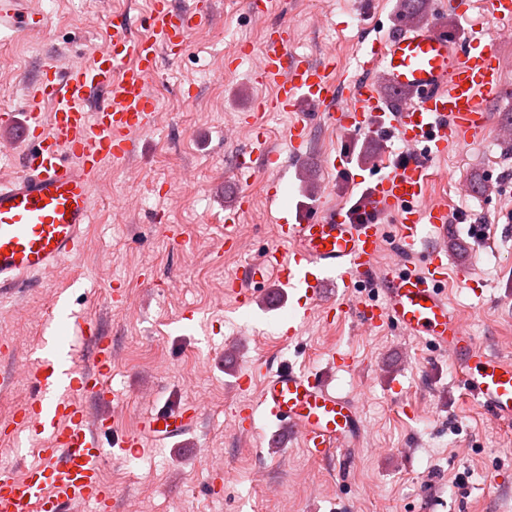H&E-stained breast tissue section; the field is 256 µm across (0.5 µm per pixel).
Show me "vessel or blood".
<instances>
[{
    "mask_svg": "<svg viewBox=\"0 0 512 512\" xmlns=\"http://www.w3.org/2000/svg\"><path fill=\"white\" fill-rule=\"evenodd\" d=\"M30 0H0V37L44 30L48 18ZM209 0H152L149 32L133 35L128 24H113L108 41L92 61L69 58L44 64L30 85L23 122L0 115V125H18L16 141L26 143L23 170L0 182V296L18 291L32 276L55 270L73 257L91 221V177L105 162L120 163L134 152L139 134L151 129L156 101L145 89L162 59L179 57L193 31L209 22ZM292 32L279 25L269 32L255 58L253 77L273 85L271 107L297 113L288 129L292 158H300L312 126L299 115L301 102L321 106L333 127L367 126L369 116L385 113L412 156L370 189V209L396 224L399 258L378 267L383 227L345 205L281 219L275 245L241 266L231 281L239 303L264 297L277 308L289 290L297 315L289 340L303 332V322L318 309L344 310V302L322 306L324 288L353 292L359 285L379 287L381 302L359 308L365 329L382 323L444 349L462 367L466 392L493 421H512V358L478 347L463 323L451 314L446 297L448 269L439 251L418 252L427 239L448 235V213L428 202L427 160L441 157L449 145L465 146L491 129L488 105L502 93L501 61L492 37L471 23L451 37L423 22L404 27L362 56L370 77L344 91L330 76L331 62H312L293 53ZM393 89L380 96L373 74ZM355 103L343 105L345 93ZM91 345L93 366L78 369L75 346L62 345V360L38 359L37 395L16 417L31 436L48 435L39 448L40 464L21 476L0 475V512H74L84 503L110 512L112 490L101 478L110 456L103 435L106 419L90 423L75 394L112 400L105 377L112 363V340L97 327L80 326ZM263 409L276 428L268 435L277 446L281 433L300 439L317 457L345 448L360 434V412L348 397L337 395L315 374L281 365L268 372L257 402L233 416L238 432L254 429L255 411ZM198 406L164 403L147 414L138 430L117 437V451L133 454L145 445H164L190 433Z\"/></svg>",
    "mask_w": 512,
    "mask_h": 512,
    "instance_id": "vessel-or-blood-1",
    "label": "vessel or blood"
}]
</instances>
